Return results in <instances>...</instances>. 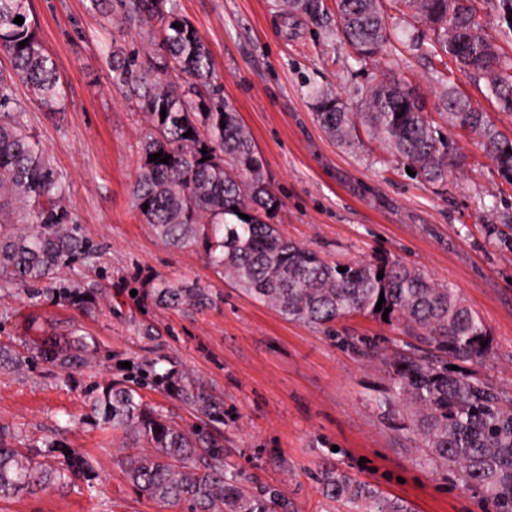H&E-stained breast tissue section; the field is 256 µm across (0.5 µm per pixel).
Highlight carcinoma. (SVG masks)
Listing matches in <instances>:
<instances>
[{"label":"carcinoma","mask_w":512,"mask_h":512,"mask_svg":"<svg viewBox=\"0 0 512 512\" xmlns=\"http://www.w3.org/2000/svg\"><path fill=\"white\" fill-rule=\"evenodd\" d=\"M91 2L125 30L161 32V54L112 51L113 88L135 100L147 120L141 166L131 189L144 223L171 247L201 245L217 274L290 320L330 331L345 316L380 318L390 309L388 321L412 327L441 356L424 359L405 351L388 360L391 382L377 404L405 413L426 466L453 472L486 512H512V394L464 369L491 350L480 315L453 285L434 284L403 262L376 258L349 263L340 272L339 265L284 236L270 223L280 198L265 181L263 160L236 108L215 91L210 50L180 16L179 0ZM390 2L423 26L407 49L417 50L427 40L430 57L443 65L435 74L443 83L438 107L448 129L478 137L512 183V140L446 83L444 72L453 62L465 77L484 83L498 111L512 114V62L503 60L480 22L485 4L492 3L502 19L512 11V0ZM283 4L320 30L341 34L361 61L390 40L384 0H334L332 7L324 0ZM28 5L29 0H0V51L8 54L14 74L12 80L0 75V288H29L93 255L66 206L69 186L46 150L26 132L14 95L17 79L32 88L46 110L62 106L54 62L28 21ZM17 16L25 18L20 25L14 23ZM308 94L317 122L338 142L355 144L362 126L427 183L442 182L465 165L456 142L434 125L419 94L404 82L374 76L361 112L347 111L337 94L319 87ZM189 130L192 135L184 136ZM159 151L169 157L168 163L149 161ZM241 213L250 220L239 217ZM487 235L498 248L512 251V224L504 230L489 224ZM141 289L143 298L168 310H202L216 299L208 288L161 276L144 280ZM52 294L83 314L100 310L101 286L95 282L63 280ZM381 296L385 302L378 311ZM98 354L93 336H49L33 352L0 345V369L20 372L38 359L70 373L88 367ZM144 389L172 396L207 419L220 414V403L164 357L147 361L133 378L90 385L85 397L96 423L146 447L125 463L126 479L138 494L184 503L187 512H294L280 488L259 484L229 466L217 439L176 425L145 399ZM91 471L90 460L79 451L69 455L53 440L38 448H18L0 429V502L64 488ZM319 480L324 496L351 512H413L407 502L345 471L325 467Z\"/></svg>","instance_id":"1"}]
</instances>
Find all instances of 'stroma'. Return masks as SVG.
<instances>
[{
	"instance_id": "stroma-1",
	"label": "stroma",
	"mask_w": 512,
	"mask_h": 512,
	"mask_svg": "<svg viewBox=\"0 0 512 512\" xmlns=\"http://www.w3.org/2000/svg\"><path fill=\"white\" fill-rule=\"evenodd\" d=\"M179 3L212 53L214 85L238 110L263 157L281 201L274 218L280 232L333 263L399 260L436 284L458 288L492 338L490 355L474 372L512 393V252L496 249L484 230L512 220V184L482 144L460 131L454 138L466 157L463 169L442 183L421 181L368 132L353 148L329 137L308 96L319 85L338 92L349 111H360L371 76L380 71L416 87L435 120L439 85L431 59L412 55L400 66L385 50L358 63L341 36L284 13L279 0ZM29 16L56 66L64 105L45 111L29 87L15 83L23 123L67 182L68 208L98 250L62 276L101 283L112 312L91 318L44 288L33 295L0 288V344L77 328L100 344L98 358L69 377L41 362L0 374V428L16 446L53 438L95 466L92 481L0 503V512H183L140 496L127 482L122 461L137 444L97 426L84 396L89 383L129 376L160 356L180 362L219 399L224 419L200 420L154 391L147 399L180 426L222 440L228 464L279 486L296 512H336L317 480L327 462L406 499L416 512H484L448 470L423 465L405 415L374 402L388 385L386 358L410 342L422 357L434 354L433 346L413 342L405 325L367 315L337 321L332 337L285 319L218 276L201 246L171 248L143 223L131 187L145 117L113 88L110 63L113 48L157 53L160 39L119 32L89 0H30ZM448 78L512 137V116L498 112L483 84L453 67ZM157 275L211 288L222 299L202 311L176 312L132 297L142 279ZM141 322L154 326L153 339L137 335ZM332 445L337 452L330 456Z\"/></svg>"
}]
</instances>
